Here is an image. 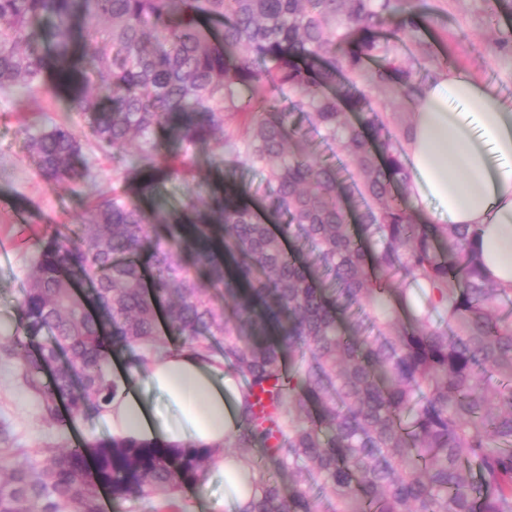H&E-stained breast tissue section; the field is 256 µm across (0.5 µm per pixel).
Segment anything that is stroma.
Masks as SVG:
<instances>
[{
    "label": "stroma",
    "mask_w": 512,
    "mask_h": 512,
    "mask_svg": "<svg viewBox=\"0 0 512 512\" xmlns=\"http://www.w3.org/2000/svg\"><path fill=\"white\" fill-rule=\"evenodd\" d=\"M435 21L424 33L433 43L438 62L469 71L495 88L498 95L512 99V56L497 44L499 31L512 24L508 18L490 16L485 0H429ZM40 111L27 116L14 92L0 88V335L13 332L18 321V304L28 286L30 258L39 237L55 224H81L86 212L103 197L111 195L115 162L111 153L86 143L84 157L92 179L82 185H50L35 171L23 143L21 129L29 123L40 127L70 124L87 134L83 120L69 109L65 93L44 78L38 93ZM220 151L209 147L197 151L195 173L188 181H169L151 199L154 207L171 208L187 192L208 197L216 176ZM11 425L13 447L39 448L61 445L71 448L86 435L109 437L103 416L85 413L66 423L45 419L36 396L17 378L14 365L0 360V422ZM186 512H233L224 505V475L209 468L204 484L180 494Z\"/></svg>",
    "instance_id": "stroma-1"
}]
</instances>
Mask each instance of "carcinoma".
I'll use <instances>...</instances> for the list:
<instances>
[{
  "mask_svg": "<svg viewBox=\"0 0 512 512\" xmlns=\"http://www.w3.org/2000/svg\"><path fill=\"white\" fill-rule=\"evenodd\" d=\"M429 21L427 0H0V88L33 108L52 74L122 182L80 231L40 239L0 340L45 418L61 399L71 418L106 410L105 345L142 364L174 344L243 382L224 441L250 473L237 512H512V288L485 275L474 228L422 224L394 191L410 174L391 126L423 83L406 42L434 63L417 37ZM313 133L347 153L348 181ZM23 135L47 183L90 180L71 126ZM210 144L224 169L205 205H144ZM242 164L261 176L264 220ZM9 439L1 427L0 512H99L102 485L184 512L178 493L215 454L108 437L90 470L80 447L15 461Z\"/></svg>",
  "mask_w": 512,
  "mask_h": 512,
  "instance_id": "carcinoma-1",
  "label": "carcinoma"
}]
</instances>
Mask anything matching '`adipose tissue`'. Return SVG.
<instances>
[{
    "instance_id": "adipose-tissue-1",
    "label": "adipose tissue",
    "mask_w": 512,
    "mask_h": 512,
    "mask_svg": "<svg viewBox=\"0 0 512 512\" xmlns=\"http://www.w3.org/2000/svg\"><path fill=\"white\" fill-rule=\"evenodd\" d=\"M404 146L420 222L476 226L487 275L512 287V101L465 70H440L415 93ZM111 360L116 395L104 418L113 436L218 449L235 430L242 395L223 360L179 348L152 358L148 383L180 410L165 422L142 402L127 356Z\"/></svg>"
}]
</instances>
